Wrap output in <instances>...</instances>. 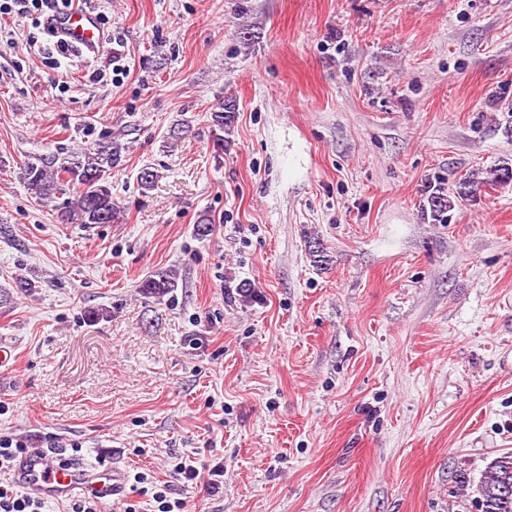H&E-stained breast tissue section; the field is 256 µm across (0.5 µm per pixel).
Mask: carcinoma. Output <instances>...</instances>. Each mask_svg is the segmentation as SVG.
I'll return each mask as SVG.
<instances>
[{"instance_id":"1","label":"carcinoma","mask_w":512,"mask_h":512,"mask_svg":"<svg viewBox=\"0 0 512 512\" xmlns=\"http://www.w3.org/2000/svg\"><path fill=\"white\" fill-rule=\"evenodd\" d=\"M123 147L105 136L77 152L58 147L48 153L33 154L24 161L21 180L30 196L42 206L57 212L63 224H77L84 229L110 224L120 214V206L112 197V170L121 162ZM512 181V167L502 166L487 171L480 178L473 173L458 183L457 198L473 196L483 185ZM431 218L440 224L455 202L448 189L438 185L428 196ZM140 288L155 298H163L177 288L176 275L158 272L144 280ZM512 456L493 459L483 471L474 493L481 512H512Z\"/></svg>"}]
</instances>
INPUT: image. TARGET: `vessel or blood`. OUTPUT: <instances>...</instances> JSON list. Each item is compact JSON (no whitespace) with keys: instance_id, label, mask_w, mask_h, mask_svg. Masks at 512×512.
Masks as SVG:
<instances>
[{"instance_id":"vessel-or-blood-1","label":"vessel or blood","mask_w":512,"mask_h":512,"mask_svg":"<svg viewBox=\"0 0 512 512\" xmlns=\"http://www.w3.org/2000/svg\"><path fill=\"white\" fill-rule=\"evenodd\" d=\"M56 35L84 55L97 54L101 45V30L96 15L87 10H67L53 14L48 21ZM21 486L45 500L62 501L76 492L92 494L109 501L119 496L124 476L119 469L106 467L86 470L81 463L60 456L51 449L22 456L16 465Z\"/></svg>"}]
</instances>
